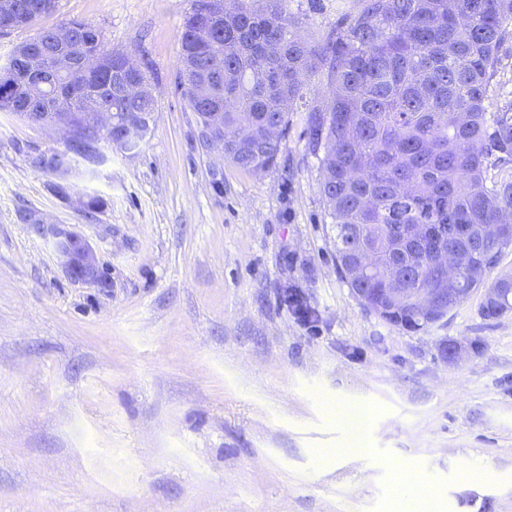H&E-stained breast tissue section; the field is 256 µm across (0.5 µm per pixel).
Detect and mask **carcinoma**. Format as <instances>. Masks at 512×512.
Masks as SVG:
<instances>
[{"label": "carcinoma", "instance_id": "cac0c4a2", "mask_svg": "<svg viewBox=\"0 0 512 512\" xmlns=\"http://www.w3.org/2000/svg\"><path fill=\"white\" fill-rule=\"evenodd\" d=\"M0 30L25 29L57 11L59 0H12ZM193 0L179 34L191 46L197 10ZM288 0H224V26L213 37L240 51L197 58V68L224 79L234 101L224 123L241 119L250 144L225 143L226 161L252 172L275 165L283 148L269 140L270 126L288 134L293 105L306 104L316 83L330 96L308 107V150L319 159L336 244V261L377 257L371 276L348 283L374 295L397 290L417 307L416 288H439L433 265L444 251L456 260L462 288L471 273L496 265L512 247L509 236L481 233L484 224L512 225V97L496 111L486 102L499 89L501 56L512 44V0H360L317 41L298 33ZM177 88L200 121L207 102L193 79L178 69ZM16 102L34 120L69 116L90 105L140 118L155 112V98L120 97L102 71L83 85H65L42 102L27 99L20 76H0V102Z\"/></svg>", "mask_w": 512, "mask_h": 512}]
</instances>
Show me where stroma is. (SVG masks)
<instances>
[{"instance_id":"1","label":"stroma","mask_w":512,"mask_h":512,"mask_svg":"<svg viewBox=\"0 0 512 512\" xmlns=\"http://www.w3.org/2000/svg\"><path fill=\"white\" fill-rule=\"evenodd\" d=\"M191 3L59 0L0 33L2 61L38 29L92 23L148 61L157 105L138 153L101 144L65 198L28 161L63 151L59 133L0 111V512H391L400 459L448 512H512V311L485 317L482 288L417 331L365 311L337 268L306 112L263 174L213 167L176 87ZM358 4L288 9L313 41ZM31 215L86 239L108 285L71 278ZM333 400L374 409L370 458L348 454Z\"/></svg>"}]
</instances>
